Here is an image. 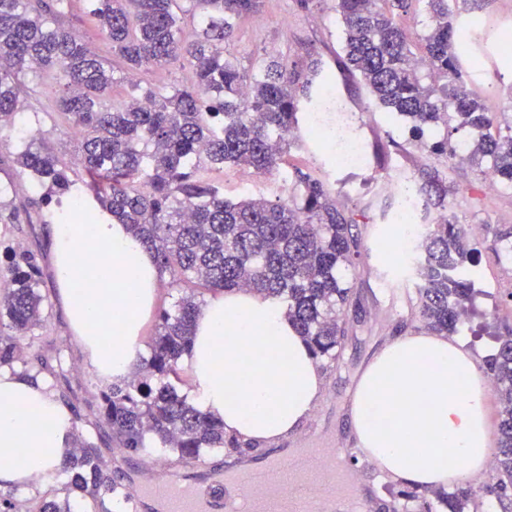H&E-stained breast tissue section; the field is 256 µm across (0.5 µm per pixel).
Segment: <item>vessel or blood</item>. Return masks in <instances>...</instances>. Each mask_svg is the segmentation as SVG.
<instances>
[{"instance_id": "obj_1", "label": "vessel or blood", "mask_w": 512, "mask_h": 512, "mask_svg": "<svg viewBox=\"0 0 512 512\" xmlns=\"http://www.w3.org/2000/svg\"><path fill=\"white\" fill-rule=\"evenodd\" d=\"M339 460L332 448L318 457L280 454L262 469L234 468L239 493L233 498L223 485H190L160 473L137 498L162 493L168 512H340V501L358 490L346 485Z\"/></svg>"}]
</instances>
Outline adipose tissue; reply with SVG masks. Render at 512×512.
<instances>
[{
    "instance_id": "1",
    "label": "adipose tissue",
    "mask_w": 512,
    "mask_h": 512,
    "mask_svg": "<svg viewBox=\"0 0 512 512\" xmlns=\"http://www.w3.org/2000/svg\"><path fill=\"white\" fill-rule=\"evenodd\" d=\"M58 299L99 375L126 380L161 277L153 254L81 192L68 221L53 222ZM195 401L226 435L269 448L295 432L324 380L282 303L249 292L220 295L194 323L189 358ZM351 430L381 473L438 487L483 472L491 431L483 377L471 353L443 336L393 337L362 372ZM76 422L39 382L0 369V487L62 468ZM23 454L25 466L13 464Z\"/></svg>"
}]
</instances>
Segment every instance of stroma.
<instances>
[{
    "label": "stroma",
    "instance_id": "1",
    "mask_svg": "<svg viewBox=\"0 0 512 512\" xmlns=\"http://www.w3.org/2000/svg\"><path fill=\"white\" fill-rule=\"evenodd\" d=\"M89 0H73L64 24L80 35L105 59L112 52L100 34L88 9ZM340 50L339 29L332 0H265L260 16L240 19L235 30L231 53L239 65L249 69L263 59L281 56L306 70L312 62H321L336 71V93L333 100L311 115L316 126L335 132L329 147L304 146L291 150L293 163L318 168L337 206L356 221L360 256L352 270L350 282L353 303L346 313L347 334L341 341L339 357L324 367V398L298 433L283 445L287 448H343L348 464L357 469L372 492L371 512H400L396 497L399 483L380 474L358 448L345 429V413L350 396L362 368L394 336L405 330L408 321V298L413 271L404 264L402 254L385 255L375 247L379 229L389 224L398 206L396 196L377 190L379 181L387 177H408L423 184L429 175H438L448 185V209L462 223L480 226L476 252L466 269L476 297L474 309L457 333L458 341L469 350L476 363H483L494 352L499 337L512 332V260L498 257L494 239L498 229L512 227V204L497 193L478 189L474 167L459 162L447 166L432 157H419L416 151L400 152L396 143L405 142V127L370 104L366 90L358 79L340 73L336 54ZM478 92L492 110L501 111L512 104V66L494 70L490 62L471 66ZM192 79L189 69L174 65L146 66L126 74L123 83L112 90L114 99L127 96L132 85L155 89L187 84ZM23 82L30 92L17 116V129H0V186H15V193L5 198L7 207L0 210V257L6 250L33 253L41 267V293L46 306L45 326L24 342V357L15 364V372L43 382L52 395L74 415L77 432L97 446L104 469L112 479L126 484H142L152 472L167 471L182 464L187 477H195L200 465L221 467L238 457L224 450L202 457L201 461H179L164 449L145 453L118 448L108 425L100 416L99 393L105 385L83 348L75 340L68 319L58 301V285L52 256L51 237L46 212L37 207L42 194L34 179L14 162L19 149L18 128L37 129L41 144L69 168L72 179L85 183L86 176L75 160L77 139L69 129L65 115L56 110L54 96L47 79L26 74ZM358 141L370 157L366 168L339 167L334 156L343 144ZM241 169L227 166L217 178L230 200L245 196L285 197L277 175H254L242 184ZM61 349L63 367L55 371L43 369L41 360L50 349ZM65 478L51 471L35 482L10 488L9 498L19 512H34L42 499L64 496Z\"/></svg>",
    "mask_w": 512,
    "mask_h": 512
}]
</instances>
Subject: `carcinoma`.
Here are the masks:
<instances>
[{"label":"carcinoma","mask_w":512,"mask_h":512,"mask_svg":"<svg viewBox=\"0 0 512 512\" xmlns=\"http://www.w3.org/2000/svg\"><path fill=\"white\" fill-rule=\"evenodd\" d=\"M422 4L423 30L411 39L398 18ZM71 0H0V121L19 112L20 75H45L57 87L55 105L79 130L78 163L87 190L154 255L170 284H199L226 294L249 290L276 299L310 344L317 362L333 363L345 336L352 298L349 272L359 256L355 220L336 207L326 183L299 168L281 167L299 141L283 133L302 130L305 115L326 100L335 74L313 62L310 76L270 57L251 70L228 50L236 22L261 14L264 0H91L90 15L125 71L146 63L192 70L188 84L161 92L136 87L112 100L116 68L57 18ZM341 26L340 63L359 78L370 101L408 126L414 146L467 161L478 173L492 168L512 188V121L501 122L467 79L469 60L459 35L474 23L470 0H334ZM200 28L182 38L185 18ZM316 85L317 93L309 91ZM467 130L470 150L461 155L452 133ZM28 134L16 164L47 191L38 206L55 209L74 183L58 159ZM290 180L288 198L231 201L210 173L226 164ZM426 225L415 254L419 283L410 299L418 330L438 336L458 331L474 296L464 270L471 233L448 213V187L416 190ZM41 268L34 254L12 252L0 269V367L20 360V339L42 326ZM204 299L184 292L159 313L148 355L120 385L100 392L101 413L121 447L168 449L197 459L226 448L224 423L203 413L177 391L188 364L194 322ZM499 399L496 482L430 494L401 490L407 512H482L507 509L512 499V336L484 363ZM63 502L44 500L36 512H72L70 496L124 498L123 486L106 478L96 447L76 439L63 467Z\"/></svg>","instance_id":"1"}]
</instances>
